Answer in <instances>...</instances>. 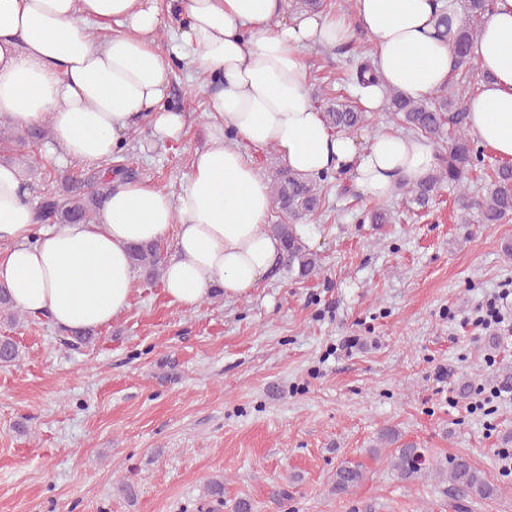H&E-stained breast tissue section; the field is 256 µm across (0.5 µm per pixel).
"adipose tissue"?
Here are the masks:
<instances>
[{
	"instance_id": "obj_1",
	"label": "adipose tissue",
	"mask_w": 512,
	"mask_h": 512,
	"mask_svg": "<svg viewBox=\"0 0 512 512\" xmlns=\"http://www.w3.org/2000/svg\"><path fill=\"white\" fill-rule=\"evenodd\" d=\"M447 4L356 0L351 22L292 14L285 0H174L170 24L159 0H0V120L49 122L42 157L53 165L112 158L143 115L158 137L183 136L186 116L168 104L177 62L207 90L210 119L177 190L114 181L91 224L38 225L18 171L0 165V286L18 309L48 315L63 332L108 327L131 305V248L167 242L161 285L169 305L195 308L216 288L228 299L249 296L283 248L264 230L269 183L240 143L274 149L309 177L346 172L354 189L378 200L393 195L397 181L425 178L436 163L434 145L421 136L386 127L362 145L329 129L313 102L302 48L346 43L360 27L375 43L378 77L362 91L363 111H381L388 89L426 98L447 86L454 68L436 28ZM109 26L115 34L95 37ZM473 56L484 79L465 102L470 132L511 160L512 0H496Z\"/></svg>"
}]
</instances>
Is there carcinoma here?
<instances>
[{
  "label": "carcinoma",
  "mask_w": 512,
  "mask_h": 512,
  "mask_svg": "<svg viewBox=\"0 0 512 512\" xmlns=\"http://www.w3.org/2000/svg\"><path fill=\"white\" fill-rule=\"evenodd\" d=\"M491 0H465L464 12L456 16L452 35L455 58V84L466 80L474 66L472 47L478 38L481 23L489 14ZM369 49L362 45L355 48L356 74L364 85L373 83L365 79L370 72ZM384 110L389 112L408 130L433 143H444L448 152L438 159L435 169L416 183L401 182L409 200L416 207H430L443 184L454 187L463 217H472L480 224H498L512 215V164L493 168L491 175L472 194L469 171L481 161L477 141L471 137L468 112L464 99L451 98L446 93L433 98L411 99L395 89L385 91ZM326 126L337 132L349 133L366 125L368 114L346 103H330L321 109ZM50 124L16 128L0 126V158L22 166L29 176L38 175L37 159L26 152L31 145L49 138ZM112 190V167L96 174L74 176L58 174L44 176L40 201L36 207L41 224H89L96 218L104 200ZM273 202L284 215L277 224L267 225V230L282 243L281 263L288 272L304 279L317 273V254L312 252L299 235L294 221L317 213L325 204L324 185L317 180L283 167L276 172L270 185ZM164 247L141 244L131 249L133 267L152 279L162 275ZM0 319L10 324L27 320V315L17 311L6 290L0 291ZM21 358L16 342L7 336L0 338V365L11 366ZM392 467L400 479L411 481L423 474L436 473L449 484L452 495L462 501L484 500L498 493L485 473L468 458L455 456L447 461L426 459L422 449L414 443H404L392 454ZM364 479L360 463L344 461L332 474V490L338 495L349 494Z\"/></svg>",
  "instance_id": "1"
}]
</instances>
